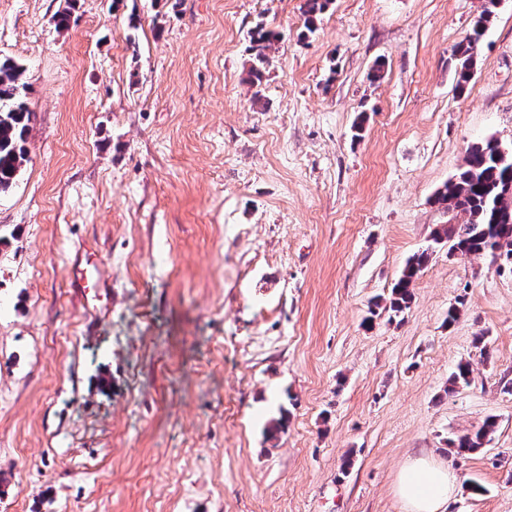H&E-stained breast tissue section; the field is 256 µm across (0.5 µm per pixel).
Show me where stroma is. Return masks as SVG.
<instances>
[{
	"label": "stroma",
	"instance_id": "obj_1",
	"mask_svg": "<svg viewBox=\"0 0 512 512\" xmlns=\"http://www.w3.org/2000/svg\"><path fill=\"white\" fill-rule=\"evenodd\" d=\"M304 3L0 0L35 114L0 193V512H404L419 457L459 477L446 512H512V271L431 240L469 147L512 146V0L462 88L486 0H333L311 31ZM487 3L488 6L476 22L472 34L461 41L456 47V56L459 61V85L461 86L467 83L470 78L478 53L482 31L494 13L493 8L497 5V0H488ZM252 50L254 51V60L249 69L250 80L253 85H260L264 75V66L267 61L265 51L277 39V33L265 29L263 26H257L252 33ZM83 252L84 256L81 255L80 258H77V261L80 262L73 270L70 287L75 288L81 295H85L86 298H88L90 292L93 293L94 299L107 296L111 284L92 261V258L95 256L93 249L85 245ZM83 260L84 266H82ZM429 250L425 249L421 253L413 255L408 260L402 275L393 286L390 309L396 316L410 309L413 301L411 286L428 263L430 258ZM495 420H487L476 432L458 437L451 442V449L457 456H464L478 451L486 439L495 431Z\"/></svg>",
	"mask_w": 512,
	"mask_h": 512
}]
</instances>
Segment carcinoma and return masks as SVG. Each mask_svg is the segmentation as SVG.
<instances>
[{
	"label": "carcinoma",
	"instance_id": "obj_1",
	"mask_svg": "<svg viewBox=\"0 0 512 512\" xmlns=\"http://www.w3.org/2000/svg\"><path fill=\"white\" fill-rule=\"evenodd\" d=\"M333 0H306V28L311 30L317 17ZM497 0H488L471 35L456 47L459 61V84L467 83L478 53L482 31L494 13ZM277 39V33L258 26L252 33L254 60L249 69L251 83L259 85L267 61L266 50ZM22 68L11 59L0 58V192L15 181L27 157V136L33 112L26 102V84ZM434 203L466 217L461 224H443L432 241L448 245V253L462 256L489 255L495 261L512 267V155H503L499 143L488 139L473 145L458 176L438 189ZM430 258L425 249L413 255L391 292L390 309L402 314L413 301L411 286ZM472 370L461 364L449 379L448 390L471 382ZM496 422L487 420L476 432L451 442L453 453L464 456L478 451L495 431Z\"/></svg>",
	"mask_w": 512,
	"mask_h": 512
}]
</instances>
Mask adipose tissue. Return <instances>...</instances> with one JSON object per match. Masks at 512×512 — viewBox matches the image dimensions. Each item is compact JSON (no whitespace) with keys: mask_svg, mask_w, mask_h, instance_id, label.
Masks as SVG:
<instances>
[{"mask_svg":"<svg viewBox=\"0 0 512 512\" xmlns=\"http://www.w3.org/2000/svg\"><path fill=\"white\" fill-rule=\"evenodd\" d=\"M457 484L452 469L425 458L410 460L398 477L406 512H442Z\"/></svg>","mask_w":512,"mask_h":512,"instance_id":"1","label":"adipose tissue"}]
</instances>
